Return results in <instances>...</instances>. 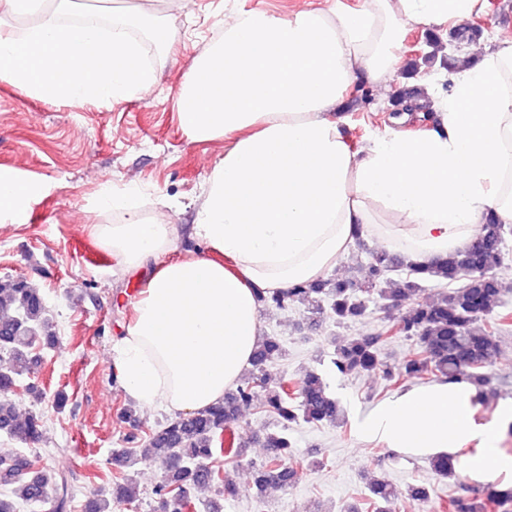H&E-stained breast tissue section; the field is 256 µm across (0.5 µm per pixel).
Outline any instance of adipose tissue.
I'll list each match as a JSON object with an SVG mask.
<instances>
[{
  "instance_id": "ef3b65f1",
  "label": "adipose tissue",
  "mask_w": 512,
  "mask_h": 512,
  "mask_svg": "<svg viewBox=\"0 0 512 512\" xmlns=\"http://www.w3.org/2000/svg\"><path fill=\"white\" fill-rule=\"evenodd\" d=\"M488 0H363L281 19L224 15V35L190 69L178 119L190 140L227 139L199 197V251L169 261L176 225L138 211L139 185L105 188L97 210L123 222L91 232L126 269L152 271L130 302L114 348L123 390L189 414L221 402L249 367L263 321L257 291L313 283L358 236L406 242L427 263L471 242L489 215L512 222V37L472 47L448 70L446 92L424 85L438 129L372 135L353 150L341 110L358 85L387 87L414 27L448 31ZM38 184L0 171V223L20 224ZM465 382L410 388L358 420L357 437L397 453L466 458L473 479L512 470L493 427L473 419Z\"/></svg>"
}]
</instances>
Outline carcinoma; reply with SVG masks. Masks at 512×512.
Instances as JSON below:
<instances>
[{"label": "carcinoma", "instance_id": "obj_1", "mask_svg": "<svg viewBox=\"0 0 512 512\" xmlns=\"http://www.w3.org/2000/svg\"><path fill=\"white\" fill-rule=\"evenodd\" d=\"M432 51L410 59L411 70L422 63H434L436 53L444 50L441 38L428 34ZM504 256V225L491 218L481 226L477 237L464 248L440 257L428 265L405 264L400 256L388 251L372 255L369 276L355 282L331 279L302 284L260 301L286 310L295 303L308 306L314 314L329 312L337 325H344L365 315L375 299H410L421 289V282L450 284L465 280L459 288H450L430 302H416L390 320L382 331L351 338L336 345L333 365L342 374L369 372L380 366L381 345L394 337L415 339L418 350L404 363L383 371L386 387L395 388L408 381L435 378L439 381L465 380L479 388L487 384V368L497 349L498 338L512 326L511 313H493V304L503 287L494 270ZM408 266L411 280L402 288H384L387 275ZM54 341L55 333L47 317V308L38 291L20 278H0V351L9 355V366L0 369V431L28 444L40 440L42 420L37 415L21 419L9 399L17 378L28 373L32 352L41 337ZM284 347L274 336L260 339L251 360L248 375L241 376L234 388L224 393V400L204 411L180 414L166 421L149 436L147 445L130 448L116 462L131 465L137 456L161 462L166 476L155 489L163 512H193V491L211 484H224L217 497L208 501L205 512H224V500L237 494L236 485L226 475L208 465L217 453L241 457L246 444L239 442L224 448V427L237 413L252 405L258 391L264 392L262 408L277 418L280 430L264 439L269 448L266 462L255 473L257 493L271 485L292 483L297 470L287 465L294 459L293 442L288 437L292 426L334 423L339 417L337 400L328 392L322 377L314 372L297 381L282 378L271 387L267 364L282 356ZM393 496L390 485L374 480L368 485L367 505L371 512H385L382 504ZM137 497L136 485L128 478L112 486V497L97 499L86 512H114L119 505ZM72 491L63 477L47 470H35L30 461L17 455L0 456V512H21L33 504L52 502V512H68ZM438 512H512V486H489L478 496L455 494L436 504Z\"/></svg>", "mask_w": 512, "mask_h": 512}]
</instances>
